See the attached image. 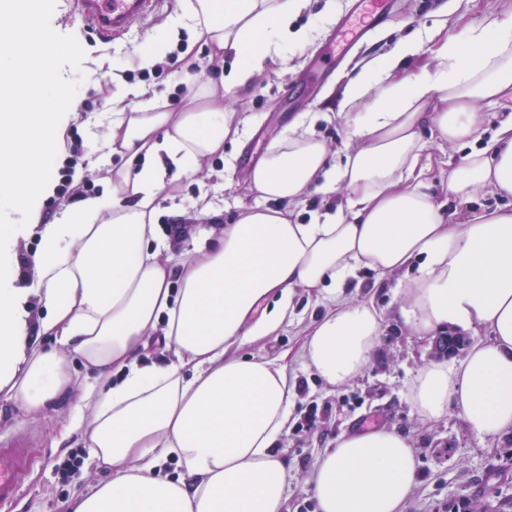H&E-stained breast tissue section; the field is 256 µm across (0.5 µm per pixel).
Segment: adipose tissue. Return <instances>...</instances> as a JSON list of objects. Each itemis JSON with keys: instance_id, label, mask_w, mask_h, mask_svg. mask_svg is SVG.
Returning a JSON list of instances; mask_svg holds the SVG:
<instances>
[{"instance_id": "ef3b65f1", "label": "adipose tissue", "mask_w": 512, "mask_h": 512, "mask_svg": "<svg viewBox=\"0 0 512 512\" xmlns=\"http://www.w3.org/2000/svg\"><path fill=\"white\" fill-rule=\"evenodd\" d=\"M307 2L181 0L143 65L184 32L239 65L204 91L205 107L188 112L157 111L151 86L124 85L96 122L109 128L100 161L118 156L125 169L47 224L33 206L52 190L42 157L81 114L64 94L13 83L28 104L0 113V223L8 227L0 232V402L37 416L72 393L64 437L81 434L112 471L72 512H282L288 473L274 444L294 388L281 360L242 349L275 334L304 288L332 304L303 341L304 364L332 387L361 374L383 334L378 311L346 292L363 267L406 276L398 313L415 335L448 326L491 334L459 364L435 361L414 376L408 398L417 415L436 421L454 409L482 436L512 428V209L463 208L482 190L512 196V13L483 16L466 42L433 49L432 68L395 82L384 78L423 50L421 34L361 68L340 104L349 141L338 162L304 121L289 124L247 177L259 205L221 227L210 248L172 254L154 222L172 173H197L223 154L229 135L245 133L225 94L251 84L288 44L315 40V29L293 25ZM484 102L503 110L490 135ZM426 127L441 141L476 144L448 170L456 208L436 202L416 174ZM314 185L343 192L346 203L304 224L293 208ZM27 233L39 240L29 285L17 255ZM46 335L57 347L38 351ZM153 345L168 353L166 364L142 360ZM75 359L94 383L74 381ZM171 460L182 470L175 479L163 473ZM417 479L410 439L372 429L339 436L309 486L316 512H403Z\"/></svg>"}]
</instances>
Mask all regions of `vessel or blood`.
<instances>
[{"label":"vessel or blood","mask_w":512,"mask_h":512,"mask_svg":"<svg viewBox=\"0 0 512 512\" xmlns=\"http://www.w3.org/2000/svg\"><path fill=\"white\" fill-rule=\"evenodd\" d=\"M84 27L104 39L127 33L158 0H76ZM30 444L0 436V506L12 503L30 475Z\"/></svg>","instance_id":"1"}]
</instances>
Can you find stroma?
<instances>
[{
  "label": "stroma",
  "mask_w": 512,
  "mask_h": 512,
  "mask_svg": "<svg viewBox=\"0 0 512 512\" xmlns=\"http://www.w3.org/2000/svg\"><path fill=\"white\" fill-rule=\"evenodd\" d=\"M36 25L18 30L12 41L0 42V71L11 74L27 68L21 54L27 39L41 43L46 74L63 73L66 93L77 101L80 112H94L100 99L111 98L122 84L121 73H143L140 57L156 40L160 27L177 8V0H161L131 34L112 40L80 32L73 0H31ZM326 0H310L296 23L314 27L313 44L289 45L287 63L272 62L245 90L227 96L225 106L248 120L240 141H225L223 156L209 158L199 174L177 177L158 198L157 222L161 235L179 253L211 244L213 225L230 224L241 208L256 205L258 198L245 188L246 171L237 164L244 146L264 153L288 124L315 114L314 131L332 150L342 149L348 140L342 120L333 116L339 108L343 88L351 74L365 63L389 55L396 40L412 31L443 40L465 41L468 23L490 13L512 11V0H341L342 7L332 19H325ZM211 48L197 41L190 52L181 53L175 69L143 73L155 89L163 110L186 105L190 92L208 80L219 79L223 62L210 61ZM202 71L191 74L193 64ZM422 161L431 165L426 175L428 192L437 200L448 198V165L470 152V145L440 148L423 135ZM88 150H80L75 170L80 175L76 189L39 198L37 210L43 221L76 205L82 196L100 192L104 171L93 169ZM219 197L224 210L184 224L181 215L194 211L201 196ZM357 299L374 302L385 315L380 347L362 375L348 384L330 387L307 369L301 345L308 326L322 315L326 306L313 291L299 290L293 320L284 322L274 335L251 344L255 354L274 358L286 356L288 376L296 388L295 408L288 431L276 443V454L288 468L283 512H314L308 479L317 457L333 447L336 438L363 428H385L403 433L413 441L419 462L418 484L406 505V512H461L470 502L497 505L512 498V431L483 437L470 430L457 411L438 422L421 425L407 398L412 377L431 362L442 360L434 337L424 339L408 332L394 315V280L379 281L378 274L362 269L357 277ZM71 408L67 398L47 403L36 418L25 415L12 404H0V434L30 439L33 451L32 484L22 491L16 512H67L74 496L92 492L107 482L111 472L92 456L69 476L55 469L58 460L81 449L79 436L59 440L57 423Z\"/></svg>",
  "instance_id": "obj_1"
}]
</instances>
